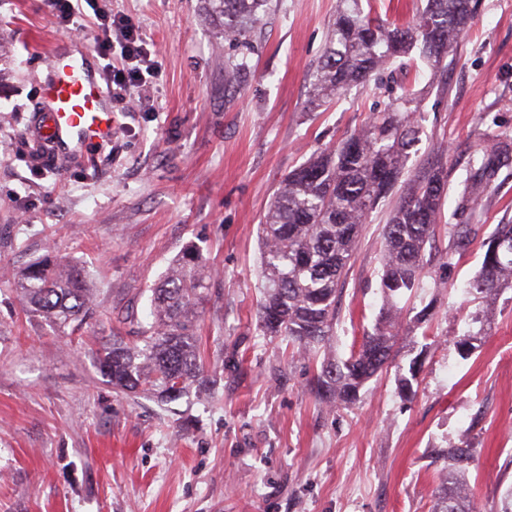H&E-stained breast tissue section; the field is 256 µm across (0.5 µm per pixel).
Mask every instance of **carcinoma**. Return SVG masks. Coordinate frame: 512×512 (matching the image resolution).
<instances>
[{
  "mask_svg": "<svg viewBox=\"0 0 512 512\" xmlns=\"http://www.w3.org/2000/svg\"><path fill=\"white\" fill-rule=\"evenodd\" d=\"M209 2L230 43L251 41L272 11V0ZM471 18V0H426L407 25L384 20L372 0H339L336 21L316 66L312 101H337L350 87L378 78L388 63L415 51L426 62L438 64ZM248 71L246 57H224L225 82L240 83ZM414 101L415 94L401 88L360 130L289 172L261 224L263 335L279 337L298 353L316 359L334 333L338 299L368 215L396 186L403 187L383 228V305L374 331L365 334L348 357L324 356L313 376L316 395L336 405L358 402L368 383L392 364L395 339L404 327L399 299L419 287L432 264L452 267L455 254L478 230L476 224H450L449 245L440 248L435 243L448 179L436 169L422 176L406 171L421 134ZM511 163V138L476 152L457 210L475 216L480 192ZM501 238L512 242V224L497 225L484 243L480 270L464 287L465 294L491 301L504 286L512 285V253L494 249ZM209 280L200 251L186 250L161 284L151 289V318L139 336L131 341L114 336L95 351L97 368L114 389L175 399L202 376L196 330ZM14 285L30 316L57 331L77 329L92 311V289L58 259L28 265L16 275ZM417 374L414 358L407 373L398 375L401 392H412ZM437 455L444 461L446 482L437 491L432 512H476L464 479L474 456L472 445L464 442L440 449Z\"/></svg>",
  "mask_w": 512,
  "mask_h": 512,
  "instance_id": "cac0c4a2",
  "label": "carcinoma"
}]
</instances>
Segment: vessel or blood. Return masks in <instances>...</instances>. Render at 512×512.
Wrapping results in <instances>:
<instances>
[{"instance_id": "b4317fda", "label": "vessel or blood", "mask_w": 512, "mask_h": 512, "mask_svg": "<svg viewBox=\"0 0 512 512\" xmlns=\"http://www.w3.org/2000/svg\"><path fill=\"white\" fill-rule=\"evenodd\" d=\"M50 68L52 76L41 89L42 106L27 133L55 164L80 157L85 144L111 142L118 117L103 83L102 67H89L86 61L55 50Z\"/></svg>"}]
</instances>
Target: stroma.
<instances>
[{"mask_svg": "<svg viewBox=\"0 0 512 512\" xmlns=\"http://www.w3.org/2000/svg\"><path fill=\"white\" fill-rule=\"evenodd\" d=\"M250 70L224 85L228 45L207 0H109L139 21L156 70L144 96L113 100L108 147L79 163L29 160L25 136L49 50L96 51L92 16L56 24L43 0H0V512H432L443 472L431 451L475 448L479 512L512 493V288L491 308L465 300L495 227L512 224V167L481 197L478 234L452 271L432 267L403 300L412 332L393 366L350 407L310 391L316 364L263 335L260 223L284 176L345 139L399 84L418 100L422 135L406 168L448 173L436 236L448 244L474 151L512 137V0H473V19L440 67L392 63L382 83L313 107L312 82L337 0H275ZM397 196L364 226L338 305L332 348L348 355L381 305L382 230ZM212 271L198 322L206 380L176 401L112 388L91 354L133 335L150 290L187 248ZM63 259L95 290L75 339L30 317L11 271ZM435 304L429 328L417 313ZM478 337L469 357L452 339ZM422 367L412 394L399 367Z\"/></svg>", "mask_w": 512, "mask_h": 512, "instance_id": "stroma-1", "label": "stroma"}]
</instances>
